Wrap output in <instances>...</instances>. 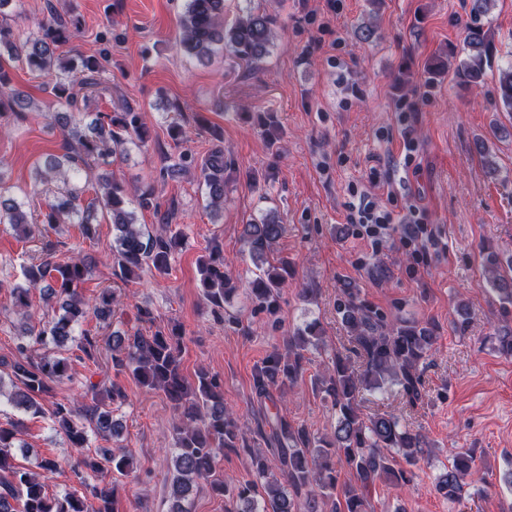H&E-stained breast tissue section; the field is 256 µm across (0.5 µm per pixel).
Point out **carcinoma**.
I'll return each instance as SVG.
<instances>
[{
	"label": "carcinoma",
	"mask_w": 512,
	"mask_h": 512,
	"mask_svg": "<svg viewBox=\"0 0 512 512\" xmlns=\"http://www.w3.org/2000/svg\"><path fill=\"white\" fill-rule=\"evenodd\" d=\"M9 0H0V126L22 118L21 110L33 100L12 85L7 64L16 60L47 78L58 105L66 112L51 113V125L59 128L63 154L52 155L35 170L31 193H45L48 199L42 218L34 217L25 202L8 194L6 172L0 167V224H6L15 237L27 241L41 238L39 262L21 266L23 282L11 288L14 313L21 321L12 360L0 359V368L8 369L12 392L8 401L17 409L42 412L40 400L51 394V383L70 377L75 361H96L100 352L99 332L83 328L90 317L106 325L118 304L116 292L104 288L88 301L78 285L92 275V266L80 252L59 253L51 235L62 224L79 226L82 240L97 236L95 214L105 210L110 223L119 232L112 246L111 261L120 279L129 282L144 271L156 276L170 274L171 257L182 245L184 234L165 224L152 234L137 223L136 210L158 211L153 190H141L131 197L124 185L112 181L99 186L89 202L83 194L91 182L93 166L107 159L122 157L130 144L144 145L150 131L141 113L125 108L121 112H96L88 123L76 117L78 102L74 87L92 90L101 84L103 65L96 56L66 58L59 53L79 31L77 17L64 18L50 12L38 23V30L26 37L15 32L1 11ZM470 22L465 25L466 57L456 73L466 86L484 79L498 49L491 30L479 25L494 0H469ZM275 17L260 10H249L235 24L224 28V0H185L179 20L178 43L185 54L209 60L224 50L249 64L261 58L270 44ZM498 95L505 111L512 112V62L498 67ZM201 174L208 189V208L224 209V154L216 152L204 160ZM85 176L84 186L77 180ZM285 232L281 221L263 218L244 225L252 259L265 269L250 284L248 300L255 313L275 316L280 291L288 277V261L275 255L274 246ZM489 282L499 295L500 308L512 312V264L503 266L496 255L484 256ZM199 288L203 299L217 312L224 310L237 290L224 267V256L216 248L198 259ZM39 289L41 300L51 313L38 323L32 316V290ZM336 314L347 332V354L331 358L326 375L314 380V388L330 399L338 413L333 435L315 436L303 426L288 422V414L277 405L276 392L294 383L303 369L304 351L322 343L320 325L308 322L288 335L255 368L253 390L258 404L259 435L264 447H255L241 436L240 419L224 405L221 378L201 368L190 380L183 373L184 335L173 323L132 334L112 332L109 342L112 368L127 372L144 390L160 391L177 415L173 426V471L169 481L168 512H189V496L199 481L209 483L212 491L229 503L226 512H371L368 490L378 481L401 488L410 482L411 468L423 459L427 442L419 432L402 427L390 412L366 415L361 409L363 392H374L390 381L401 387L409 405L422 400V371L436 341L434 329L415 321L386 324L346 290L336 300ZM75 343L79 355H54L46 351ZM84 395L97 397L104 392L107 402L93 408L78 400L53 404L54 430L63 434L74 448H84L88 431L116 443L101 448L98 457L84 458L74 467L80 484H86L80 468L94 473L109 471L124 475L133 467L127 447L119 444L123 426L112 413L127 401L125 388L112 380L102 388L86 379ZM23 423L0 422V512H88L85 497L73 490L51 495L38 474L15 463L13 449L20 447ZM230 450L250 459L246 480L214 477L218 457ZM278 472H273L271 462ZM344 462L353 471L355 483L338 485L336 462ZM481 477L469 452H459L436 482L438 493L454 498L465 481ZM98 500L96 512H116L115 486H92Z\"/></svg>",
	"instance_id": "obj_1"
}]
</instances>
